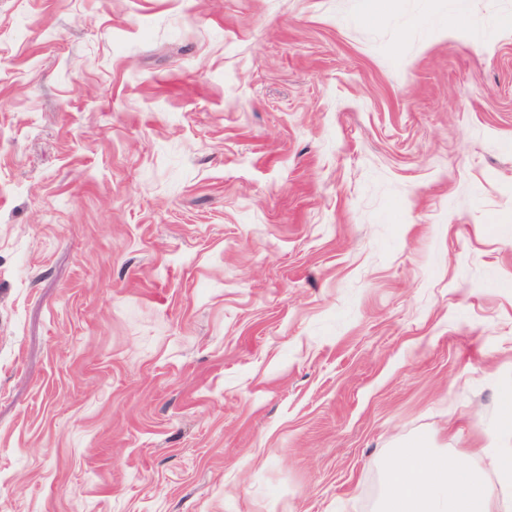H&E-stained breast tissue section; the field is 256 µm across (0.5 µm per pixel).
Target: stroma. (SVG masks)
Here are the masks:
<instances>
[{
    "mask_svg": "<svg viewBox=\"0 0 512 512\" xmlns=\"http://www.w3.org/2000/svg\"><path fill=\"white\" fill-rule=\"evenodd\" d=\"M0 0V512H378L512 391V0Z\"/></svg>",
    "mask_w": 512,
    "mask_h": 512,
    "instance_id": "1",
    "label": "stroma"
}]
</instances>
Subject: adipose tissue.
<instances>
[{
    "label": "adipose tissue",
    "instance_id": "1",
    "mask_svg": "<svg viewBox=\"0 0 512 512\" xmlns=\"http://www.w3.org/2000/svg\"><path fill=\"white\" fill-rule=\"evenodd\" d=\"M468 456L451 466L420 442L399 449L386 465L380 512H512V392L501 399L498 435Z\"/></svg>",
    "mask_w": 512,
    "mask_h": 512
}]
</instances>
